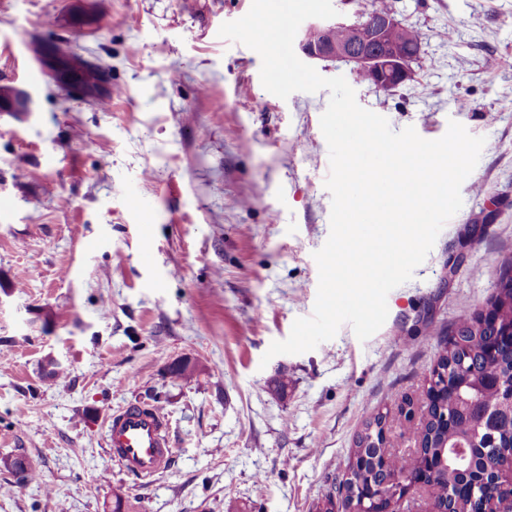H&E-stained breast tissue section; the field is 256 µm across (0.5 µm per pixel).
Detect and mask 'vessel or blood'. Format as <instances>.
I'll return each mask as SVG.
<instances>
[{
	"instance_id": "b4317fda",
	"label": "vessel or blood",
	"mask_w": 512,
	"mask_h": 512,
	"mask_svg": "<svg viewBox=\"0 0 512 512\" xmlns=\"http://www.w3.org/2000/svg\"><path fill=\"white\" fill-rule=\"evenodd\" d=\"M170 422L158 409L130 403L108 414L106 448L132 475L149 479L168 469L174 459Z\"/></svg>"
}]
</instances>
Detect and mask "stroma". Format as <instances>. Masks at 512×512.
<instances>
[{
  "mask_svg": "<svg viewBox=\"0 0 512 512\" xmlns=\"http://www.w3.org/2000/svg\"><path fill=\"white\" fill-rule=\"evenodd\" d=\"M387 3L424 35L411 81L314 68L393 131L436 140L454 120L486 142L383 326L268 360L317 297L329 90H265L259 54L219 35L252 0H0V85L32 101L0 112V458L39 474L0 468V512H112L117 490L129 512H315L365 419L421 394L438 336L512 260V0ZM37 34L92 50L111 99L52 81ZM50 358L64 375L45 377ZM183 358L192 376L171 378ZM129 403L171 421L174 461L146 480L105 448Z\"/></svg>",
  "mask_w": 512,
  "mask_h": 512,
  "instance_id": "stroma-1",
  "label": "stroma"
}]
</instances>
